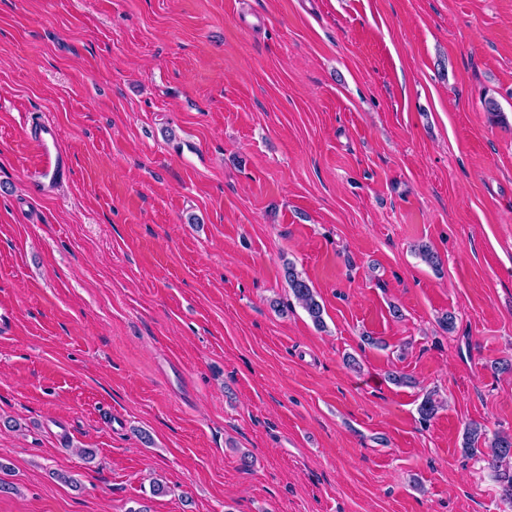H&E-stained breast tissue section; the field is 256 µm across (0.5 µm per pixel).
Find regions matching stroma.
I'll list each match as a JSON object with an SVG mask.
<instances>
[{
  "label": "stroma",
  "instance_id": "obj_1",
  "mask_svg": "<svg viewBox=\"0 0 512 512\" xmlns=\"http://www.w3.org/2000/svg\"><path fill=\"white\" fill-rule=\"evenodd\" d=\"M0 305V512H512V0H0ZM33 140L41 151V165L34 185L37 186L36 191L45 192L66 178L70 169L68 157L59 148L55 128L47 121L34 127ZM285 278L288 285L297 300V302L307 311L318 328H324L322 319V306L317 300V293L310 282L303 277L302 273L296 270L293 263H288L285 267ZM491 458L489 465L497 469L503 483V495L512 501V437L503 433H494L490 443Z\"/></svg>",
  "mask_w": 512,
  "mask_h": 512
}]
</instances>
